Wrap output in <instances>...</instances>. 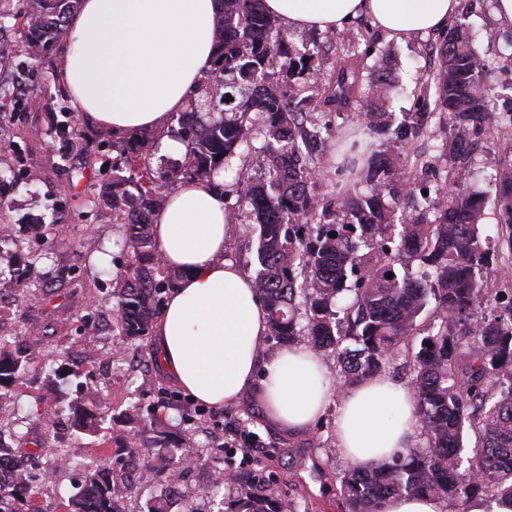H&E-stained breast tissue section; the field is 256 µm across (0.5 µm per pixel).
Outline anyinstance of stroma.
<instances>
[{
  "label": "stroma",
  "mask_w": 512,
  "mask_h": 512,
  "mask_svg": "<svg viewBox=\"0 0 512 512\" xmlns=\"http://www.w3.org/2000/svg\"><path fill=\"white\" fill-rule=\"evenodd\" d=\"M493 4L494 0H461L456 21L469 27L481 59L489 64L487 80L496 89L497 105L508 109L512 107V29L498 27ZM287 35L294 48L310 55L312 85L326 83L341 44L349 43L362 64L370 66L380 58H389L399 80L389 100L369 97L363 100V108H380L399 118L408 112L433 111V92L423 91L416 78L435 71L438 61L430 57L429 48L440 41V34L417 35L396 43L361 17L336 32L291 28ZM13 63L24 73L28 91L41 104L10 112L17 135L14 147L0 155V190L5 193L0 225L10 226V240L17 245L30 243L36 220L56 222L63 233L38 263L45 280L43 290L19 291L12 267L6 262L0 264V337L17 343L28 325L37 323L46 326L53 344L68 354L64 361L36 360L35 371L11 387L12 406L20 418L15 429L50 437V428L39 418L48 402L65 415L71 405L97 393L109 408L107 420L97 433L78 435L69 430L59 435L67 466L39 487L37 504L48 503L53 512H63L64 502L89 467H116L113 448L134 434L150 443L149 457L156 465L184 468L182 492L193 498L198 512H218L222 502L237 493L232 485L213 486L212 476L220 465L240 472L265 492L310 502L317 512H342L337 499L338 478L350 462L334 440L335 407H328L312 428L287 433L267 421L260 390H251L223 408L203 409L163 371L152 340H145L140 349H117L113 320L117 300L112 291L114 278L125 270L129 256L122 247L125 227L112 221V183L116 179L113 135L87 118H79L86 146L71 152L67 160H59L54 155L53 129L62 120L66 103L57 91L58 82L46 64L23 53H16ZM348 122L345 116L325 119L320 109L308 111L305 119L306 129L318 132L325 143L324 149L313 155L316 175L311 189L327 207L332 206L336 191L332 131ZM448 141L447 129L434 121L428 141L410 144L411 153L425 154L431 163L428 172L418 175L420 185L444 179ZM511 148L512 131L479 141L476 159L485 174L479 177L478 187L487 198L495 196L494 176L501 173L504 154ZM267 175L266 144L257 139L225 172L224 188L232 192ZM91 238L104 252L102 262L89 261L86 255L84 244ZM257 246V226L251 220L228 224L225 256L251 277L258 270ZM93 321L100 325L94 332L88 329ZM125 356L134 358V369H123L121 359ZM244 417L249 420V431L261 442L260 457L246 464L240 455L227 452L222 461H215L211 453L214 434ZM160 429L168 432L175 452L155 447Z\"/></svg>",
  "instance_id": "1"
}]
</instances>
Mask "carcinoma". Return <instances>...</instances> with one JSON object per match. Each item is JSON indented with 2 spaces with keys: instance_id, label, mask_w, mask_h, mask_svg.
<instances>
[{
  "instance_id": "obj_1",
  "label": "carcinoma",
  "mask_w": 512,
  "mask_h": 512,
  "mask_svg": "<svg viewBox=\"0 0 512 512\" xmlns=\"http://www.w3.org/2000/svg\"><path fill=\"white\" fill-rule=\"evenodd\" d=\"M217 26L218 57L203 88L180 113L177 138L187 151L172 178L209 181L221 167L229 168L237 151L252 135L266 137L269 171L265 180L247 183L238 198L248 199L250 216L259 225V270L254 279L268 311L269 336L285 345L303 344L336 354L339 384L344 388L385 372L404 360L408 381L417 397V416L427 446L411 448L389 463L350 467L340 478L339 501L348 512H376L387 496L427 494L465 504L478 497L512 501V293L486 297L484 284L498 263L512 259V175L499 177L493 215L501 225L496 242L483 236L480 217L484 199L475 189L471 137L512 130V110L501 116L493 105L495 90L485 79L486 65L464 31L446 35L437 46L438 70L433 76L437 108L453 136L451 154L457 188L445 184L416 189L410 181L423 156L410 164L399 151L427 137L429 115L417 112L395 125L385 112H360L363 124L381 141L361 144L345 136L336 142V203L324 208L312 194V171L299 142H309L296 127L292 101L300 84L289 78L309 69L308 55L291 56L288 37L275 30L264 0H221ZM79 0H0V16H11L24 38L46 52L67 40V20ZM283 71L282 87H257L273 69ZM232 101L213 98L205 86L223 82ZM390 68L377 67L369 79L345 53L336 60L323 105L328 113L354 112L366 94L384 97L395 87ZM64 160L72 141L81 138L75 125L55 127ZM119 163L126 178L112 183V218L128 226L123 243L131 262L117 275L115 328L127 342L144 340L156 318L161 284L146 265L164 267L154 239V217L163 201L156 186L144 142L120 146ZM412 204L415 215L396 223L393 204ZM335 237H330V234ZM14 268L20 284L32 282L36 260ZM418 263L421 274L402 273ZM393 278H387V274ZM505 301L503 313L480 314L482 305ZM434 319L418 322L430 303ZM0 346V388L16 385L30 368L35 348L47 336ZM74 426L92 430L100 412L84 403L73 407ZM474 433V446L465 445ZM28 453V466L12 465L9 486L0 484V512L33 507L30 476L48 470L39 464L46 453L40 444ZM481 479L474 480L472 473ZM146 482L171 486L145 460ZM114 472L96 469L84 476L78 491L64 504L66 512H126ZM226 512H298L279 495H260L239 486Z\"/></svg>"
}]
</instances>
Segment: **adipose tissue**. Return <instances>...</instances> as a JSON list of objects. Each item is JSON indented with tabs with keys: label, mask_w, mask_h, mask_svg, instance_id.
<instances>
[{
	"label": "adipose tissue",
	"mask_w": 512,
	"mask_h": 512,
	"mask_svg": "<svg viewBox=\"0 0 512 512\" xmlns=\"http://www.w3.org/2000/svg\"><path fill=\"white\" fill-rule=\"evenodd\" d=\"M459 0H264L291 28L340 30L369 15L388 39L442 30ZM220 0H80L54 77L75 111L123 136L165 126L214 66ZM228 209L198 180L167 194L154 222L165 266L180 273L159 320L161 368L186 393L220 408L259 387L267 416L303 431L337 401L336 446L352 463L390 460L417 440L412 388L386 375L335 390L313 349L294 345L260 360L268 313L252 280L225 258Z\"/></svg>",
	"instance_id": "ef3b65f1"
}]
</instances>
